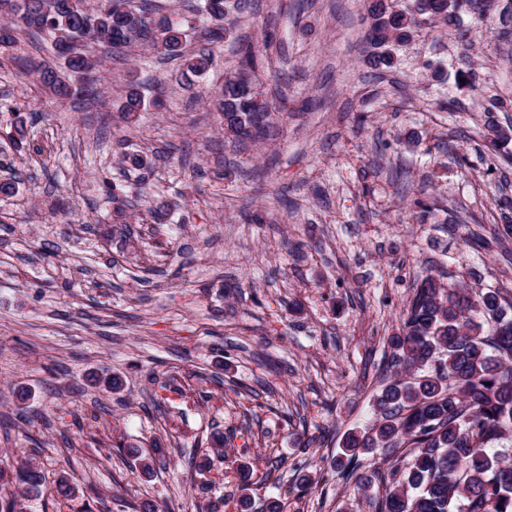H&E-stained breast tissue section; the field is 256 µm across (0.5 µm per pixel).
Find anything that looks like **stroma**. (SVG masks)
<instances>
[{
  "label": "stroma",
  "instance_id": "35a3bbf8",
  "mask_svg": "<svg viewBox=\"0 0 512 512\" xmlns=\"http://www.w3.org/2000/svg\"><path fill=\"white\" fill-rule=\"evenodd\" d=\"M229 0L228 33L196 75L151 48L113 52L95 98L55 99L13 51L57 70L49 38L0 46V461L36 462L32 512H374L330 465L369 425L387 338L425 275L512 296V35L497 12L422 29L391 69L365 60L366 0ZM280 36L257 84L266 138L224 136L213 106L240 43ZM146 107L124 121L130 80ZM23 123L26 151L11 140ZM149 154L154 170L129 156ZM128 203L125 222L113 195ZM164 211V223L150 220ZM117 376L119 389L91 384ZM224 436L211 470L191 462ZM166 457L151 477L116 442ZM81 497H53L58 475ZM313 480L301 491L297 477Z\"/></svg>",
  "mask_w": 512,
  "mask_h": 512
}]
</instances>
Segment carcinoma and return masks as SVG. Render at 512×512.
<instances>
[{"instance_id":"obj_1","label":"carcinoma","mask_w":512,"mask_h":512,"mask_svg":"<svg viewBox=\"0 0 512 512\" xmlns=\"http://www.w3.org/2000/svg\"><path fill=\"white\" fill-rule=\"evenodd\" d=\"M495 0H372L367 40L376 52L367 58L374 69L389 67L384 47L408 40L425 25L457 30L462 15H487ZM205 14L214 21L206 39L221 43L227 28L225 0H205ZM52 38L53 47L68 45L67 67L82 73L99 70L93 49L105 43L114 49L149 44L158 53L179 59L187 71L206 72L214 51L187 52V24L180 14L155 20L133 0H98L88 9L84 0H0V44L14 42L13 26ZM262 53L241 46L238 73L224 80L217 110L224 116V135L235 142H253L270 128L271 108L252 79ZM61 99L77 96L45 63L18 59ZM146 108L136 83L128 85L121 114L132 120ZM491 147L512 141V126L489 122ZM393 369L373 396L375 419L369 430L346 433L334 468L354 476L361 455L381 450L403 464L374 472L384 488L376 512H512V459L491 445L512 439V299L487 288L477 294L463 283H444L428 276L414 288L403 314L400 333L388 338ZM118 452L139 462L143 473L153 458L129 444ZM21 496H0V512H21L24 502L41 494L45 477L29 463L13 478Z\"/></svg>"}]
</instances>
